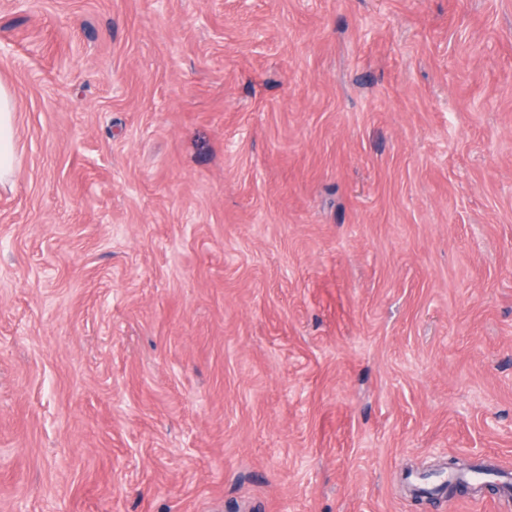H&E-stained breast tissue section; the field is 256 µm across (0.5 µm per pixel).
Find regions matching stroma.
<instances>
[{
	"mask_svg": "<svg viewBox=\"0 0 512 512\" xmlns=\"http://www.w3.org/2000/svg\"><path fill=\"white\" fill-rule=\"evenodd\" d=\"M0 512H512V0H0ZM16 165L14 98L11 91L0 84V186L12 182Z\"/></svg>",
	"mask_w": 512,
	"mask_h": 512,
	"instance_id": "35a3bbf8",
	"label": "stroma"
}]
</instances>
